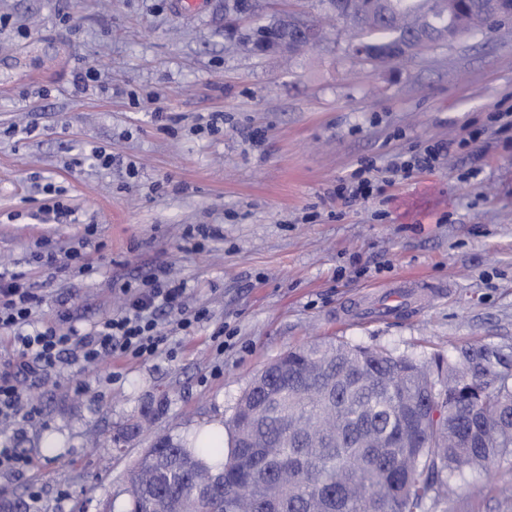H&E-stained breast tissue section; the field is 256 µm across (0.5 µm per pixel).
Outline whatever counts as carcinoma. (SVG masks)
<instances>
[{"instance_id": "cac0c4a2", "label": "carcinoma", "mask_w": 512, "mask_h": 512, "mask_svg": "<svg viewBox=\"0 0 512 512\" xmlns=\"http://www.w3.org/2000/svg\"><path fill=\"white\" fill-rule=\"evenodd\" d=\"M317 2L347 13V50L381 65L412 59L392 46L413 31L455 20L448 0ZM468 20L480 32L507 22L479 9ZM511 456L512 370L495 349L427 365L322 340L264 367L227 431L156 437L130 471L129 512H429L455 477Z\"/></svg>"}]
</instances>
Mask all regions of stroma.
I'll return each instance as SVG.
<instances>
[{
	"label": "stroma",
	"instance_id": "35a3bbf8",
	"mask_svg": "<svg viewBox=\"0 0 512 512\" xmlns=\"http://www.w3.org/2000/svg\"><path fill=\"white\" fill-rule=\"evenodd\" d=\"M225 24L224 0H0V263L49 294L45 315L86 326L161 267L209 312L192 336L164 317V353L117 380L66 364L25 392L39 415L16 445L32 465L0 473V495L37 485L38 512H123L152 433L230 420L257 372L314 341L421 361L487 344L512 362V135L492 120L512 106V36L473 32L391 70L351 55L339 27L291 57L244 51ZM87 66L99 79L77 88ZM436 143L449 165L331 199L360 163ZM199 224L220 233L201 250ZM46 239L85 246L97 273L41 267ZM505 487L512 458L467 472L448 510L512 512Z\"/></svg>",
	"mask_w": 512,
	"mask_h": 512
}]
</instances>
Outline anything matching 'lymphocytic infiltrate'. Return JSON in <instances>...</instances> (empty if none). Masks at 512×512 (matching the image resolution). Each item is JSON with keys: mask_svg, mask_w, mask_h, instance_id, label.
I'll list each match as a JSON object with an SVG mask.
<instances>
[{"mask_svg": "<svg viewBox=\"0 0 512 512\" xmlns=\"http://www.w3.org/2000/svg\"><path fill=\"white\" fill-rule=\"evenodd\" d=\"M122 306L88 327L66 311L44 316L45 295L33 292L23 274L0 270V332L10 344L11 358L0 370V421L32 420L35 407H23V390L40 385L66 362L87 367L115 362L147 361L162 351L161 316L176 313L184 335H194L207 320L205 309L185 305L187 288L158 270L141 284H123Z\"/></svg>", "mask_w": 512, "mask_h": 512, "instance_id": "f902f5d3", "label": "lymphocytic infiltrate"}]
</instances>
